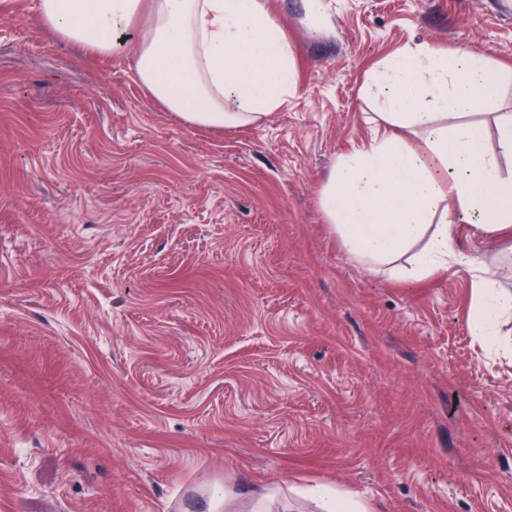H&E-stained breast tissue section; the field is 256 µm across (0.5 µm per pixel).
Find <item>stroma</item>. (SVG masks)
Returning a JSON list of instances; mask_svg holds the SVG:
<instances>
[{
  "label": "stroma",
  "mask_w": 512,
  "mask_h": 512,
  "mask_svg": "<svg viewBox=\"0 0 512 512\" xmlns=\"http://www.w3.org/2000/svg\"><path fill=\"white\" fill-rule=\"evenodd\" d=\"M293 57L258 124L165 111L135 59L0 14V512H209L220 485L329 484L372 512H512V356L471 275L405 282L321 206L380 117L371 70L428 44L512 69L498 0H266ZM495 258L502 239L459 224Z\"/></svg>",
  "instance_id": "1"
}]
</instances>
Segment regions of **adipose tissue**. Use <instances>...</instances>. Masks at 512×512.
I'll return each mask as SVG.
<instances>
[{
    "label": "adipose tissue",
    "instance_id": "adipose-tissue-1",
    "mask_svg": "<svg viewBox=\"0 0 512 512\" xmlns=\"http://www.w3.org/2000/svg\"><path fill=\"white\" fill-rule=\"evenodd\" d=\"M23 9L62 40L99 57L137 41L136 74L166 111L201 129L242 128L272 113L291 88L292 56L264 0H0V12ZM147 15L145 34L131 26ZM508 82L498 58L470 49L448 55L423 44L376 67L365 86L389 129L364 152L341 156L321 205L349 255L419 280L451 266L472 274L470 332L508 351L500 321L512 315V292L498 272L465 253L453 215L512 246V174L498 151L512 152V113L494 117L496 145L465 116L500 99ZM415 128L417 144L397 135ZM415 253L413 266L401 259Z\"/></svg>",
    "mask_w": 512,
    "mask_h": 512
}]
</instances>
